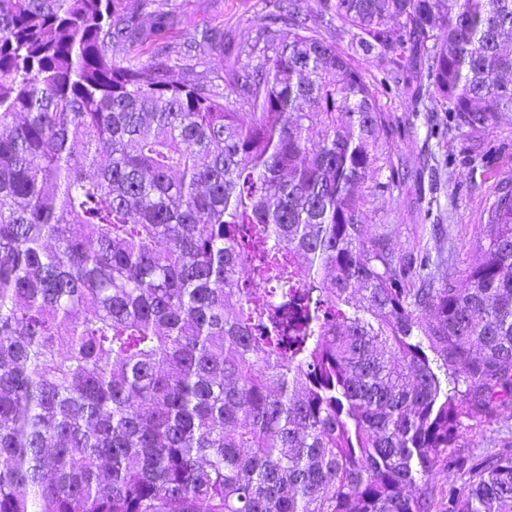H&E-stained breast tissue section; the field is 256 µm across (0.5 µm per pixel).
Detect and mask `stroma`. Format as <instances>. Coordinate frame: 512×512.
Instances as JSON below:
<instances>
[{
    "mask_svg": "<svg viewBox=\"0 0 512 512\" xmlns=\"http://www.w3.org/2000/svg\"><path fill=\"white\" fill-rule=\"evenodd\" d=\"M275 5L276 0H153L139 22L147 32L164 27L165 40L175 49L194 29L222 30L223 45L187 63L194 79L222 91L237 82L247 63L237 53V38ZM381 103L394 123H412L414 131L388 142L387 161L407 176L390 193L361 205L362 232L367 237L385 234L401 258L423 249L441 253L442 276L462 280L481 255L489 204L503 182H512V114L481 134L452 129L438 141L428 138L427 128L444 122V112L414 111L403 90ZM451 156L459 162L453 173L446 165ZM466 443L456 468L434 477L437 487L458 483L478 458L512 446V419L468 433Z\"/></svg>",
    "mask_w": 512,
    "mask_h": 512,
    "instance_id": "35a3bbf8",
    "label": "stroma"
}]
</instances>
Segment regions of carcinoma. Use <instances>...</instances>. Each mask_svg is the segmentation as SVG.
<instances>
[{"label":"carcinoma","instance_id":"obj_1","mask_svg":"<svg viewBox=\"0 0 512 512\" xmlns=\"http://www.w3.org/2000/svg\"><path fill=\"white\" fill-rule=\"evenodd\" d=\"M314 2L259 17L224 93L175 78L163 24L115 61L128 0H0V512H430L512 413V187L462 286L364 237L357 193L400 178L380 95L512 112V0ZM448 507L512 512V449ZM466 439V446L469 448H461L457 467L448 473L441 472L433 478V483L438 488L447 489L450 484H460L459 477L466 473L478 458L486 453L512 446V417L508 421H497L482 430L468 433Z\"/></svg>","mask_w":512,"mask_h":512}]
</instances>
